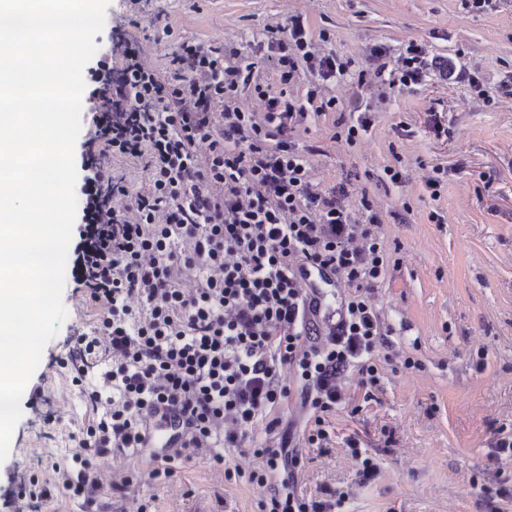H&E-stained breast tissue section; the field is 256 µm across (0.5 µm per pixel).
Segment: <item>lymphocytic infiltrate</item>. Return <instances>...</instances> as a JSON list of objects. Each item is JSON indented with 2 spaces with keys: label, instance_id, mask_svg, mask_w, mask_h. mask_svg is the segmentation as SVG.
I'll return each instance as SVG.
<instances>
[{
  "label": "lymphocytic infiltrate",
  "instance_id": "f902f5d3",
  "mask_svg": "<svg viewBox=\"0 0 512 512\" xmlns=\"http://www.w3.org/2000/svg\"><path fill=\"white\" fill-rule=\"evenodd\" d=\"M370 68L315 43L303 15L270 29L255 53L232 44L181 40L166 70L140 40L104 48L83 108L93 134L83 165L82 225L72 275L105 313L78 334L70 362L103 356L108 367L87 395L95 413L55 485L31 478L15 512H40L56 488L91 500L100 487L93 460L139 456L159 407L186 423L171 462L249 444L255 426L277 432V411L298 397L309 415L304 435L323 448L327 414L357 371L364 389L380 380L373 355L384 334L373 298L386 252L381 216L368 192L351 208L345 189L322 190L311 149L296 129L309 115H333L346 142L368 131L370 105L325 96L356 82L368 92L422 84L429 72L481 91L478 71L429 57L411 40L370 50ZM304 84L301 94L292 93ZM141 163L148 181L130 190L113 162ZM330 271L349 287L336 321L301 280L300 267ZM298 379L288 385L287 376ZM292 436L253 449L262 468L225 471L266 488L259 512H341V493L299 494L303 457ZM283 471L280 483L272 473Z\"/></svg>",
  "mask_w": 512,
  "mask_h": 512
}]
</instances>
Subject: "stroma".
Here are the masks:
<instances>
[{
  "label": "stroma",
  "mask_w": 512,
  "mask_h": 512,
  "mask_svg": "<svg viewBox=\"0 0 512 512\" xmlns=\"http://www.w3.org/2000/svg\"><path fill=\"white\" fill-rule=\"evenodd\" d=\"M295 12L359 66L373 44L397 49L418 40L431 56L480 71L487 91L481 99L432 75L420 87L373 100L374 125L356 144L335 139L329 115L309 117L297 131L299 144L319 148L311 158L314 182L366 189L382 213L388 267L375 304L390 331L375 353L380 384L373 401L331 415L329 449L303 448L299 485L313 497L348 491L347 512H491L486 489L512 485V461L493 453L499 433L512 432V97L500 91L512 78V6L476 15L460 0H111L94 42L107 45L132 21H158L178 38L245 46ZM436 117L447 135L436 136ZM389 165L402 171V187L380 183ZM427 166L446 171L436 201L424 188ZM405 206L410 221L397 223ZM433 211L443 223L429 220ZM62 299L67 317L30 380L47 401L21 400L22 418L0 462V503L30 475L56 480L53 463L77 450L92 416L60 362L75 332L89 331L104 310L71 280ZM406 356L414 368L403 367ZM353 438L376 458L372 479L356 475L347 445ZM260 464L231 449L224 470L198 457L153 479L151 452L123 463L104 456L95 467L106 488L91 508L60 490L42 512H258L264 488L225 480L224 471ZM121 479L129 482L122 496L107 488Z\"/></svg>",
  "instance_id": "obj_1"
}]
</instances>
